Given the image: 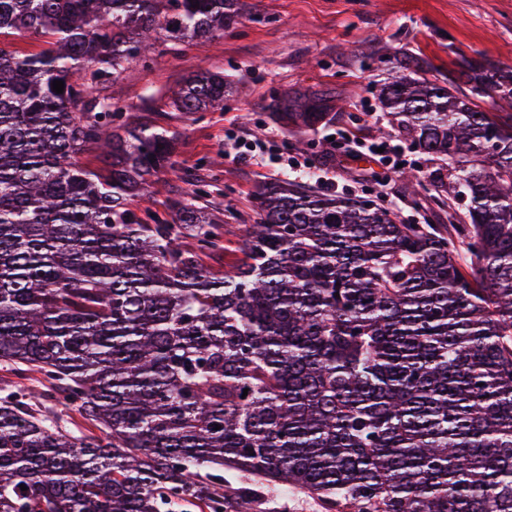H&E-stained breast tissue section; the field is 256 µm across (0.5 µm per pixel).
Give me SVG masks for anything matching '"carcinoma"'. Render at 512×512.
<instances>
[{"instance_id": "obj_1", "label": "carcinoma", "mask_w": 512, "mask_h": 512, "mask_svg": "<svg viewBox=\"0 0 512 512\" xmlns=\"http://www.w3.org/2000/svg\"><path fill=\"white\" fill-rule=\"evenodd\" d=\"M237 4L0 0L1 37L49 39L0 47V364L40 374L98 430L36 415L25 385L1 398L0 512H246L266 488L332 512H512V66L463 57L446 86L403 74L383 90L412 146L451 161L440 188L468 222L402 224L278 180L245 259L216 273L199 253L221 227L193 204L171 224L127 207L173 137L112 129L129 107L99 86L163 36L224 33ZM225 93L202 70L170 105L204 112ZM327 108L272 104L301 135ZM88 144L104 170L80 162ZM2 47L19 55H35L48 48L47 38L38 35L2 37Z\"/></svg>"}]
</instances>
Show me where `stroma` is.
I'll return each mask as SVG.
<instances>
[{"mask_svg": "<svg viewBox=\"0 0 512 512\" xmlns=\"http://www.w3.org/2000/svg\"><path fill=\"white\" fill-rule=\"evenodd\" d=\"M425 60V78L443 85L460 56L484 57L512 65V0H240V15L224 34L200 46L159 43L147 63L129 65L102 95L133 107L140 123L177 136L173 167L155 177L132 210L148 208L170 221L175 203L193 199L224 227L223 251L204 256L213 270L244 257L246 225L258 217L257 190L285 178L281 165L268 161L237 164L224 156L228 130L266 135L283 157L309 162L317 173L312 187L322 193L363 197L382 204L405 224L447 228L460 223L464 205L439 195L447 161L411 149L408 158L420 175L414 186L403 175L387 187L375 184L370 163L344 169L328 180L323 135L341 127L362 137H399L379 100L396 73L398 60ZM223 72L230 88L222 107L178 112L169 105L172 89L199 70ZM315 92L335 105L336 121L296 137L275 120L270 104L284 95ZM250 512H325L304 492L259 497Z\"/></svg>", "mask_w": 512, "mask_h": 512, "instance_id": "35a3bbf8", "label": "stroma"}]
</instances>
